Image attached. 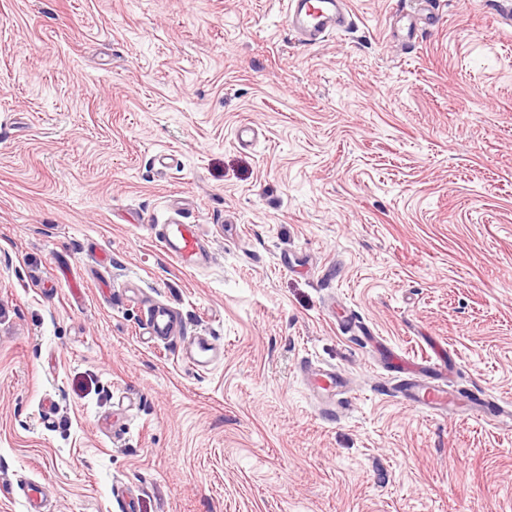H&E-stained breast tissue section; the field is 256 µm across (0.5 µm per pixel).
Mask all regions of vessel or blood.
<instances>
[{
  "label": "vessel or blood",
  "instance_id": "obj_1",
  "mask_svg": "<svg viewBox=\"0 0 512 512\" xmlns=\"http://www.w3.org/2000/svg\"><path fill=\"white\" fill-rule=\"evenodd\" d=\"M285 22L291 34L304 45L323 40L326 34L349 28L353 22L349 0H286ZM166 251L183 266L206 264L207 254L201 246L196 225L167 224L162 229ZM148 328L157 339L173 336L175 324L170 310L152 312ZM220 353L213 337L190 336L185 340L181 358L199 368L210 366ZM395 374L393 383L380 384L378 395L395 398L407 408L429 416L467 415L512 426V408L500 404L481 391L461 395L448 386V358L440 353L422 356L409 362L390 356ZM310 385L320 414L332 417L348 404L352 389L343 374L333 367L309 368Z\"/></svg>",
  "mask_w": 512,
  "mask_h": 512
}]
</instances>
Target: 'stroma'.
<instances>
[{"instance_id":"obj_1","label":"stroma","mask_w":512,"mask_h":512,"mask_svg":"<svg viewBox=\"0 0 512 512\" xmlns=\"http://www.w3.org/2000/svg\"><path fill=\"white\" fill-rule=\"evenodd\" d=\"M434 2L406 49L402 0L313 46L283 0H0V512H512V429L376 396L338 327L512 402V29ZM307 358L354 383L336 420ZM161 237L166 251L184 267L193 268L213 261V257L207 260L196 224H165ZM148 328L150 334L157 339H165L173 336L175 324L170 310L158 308L149 318ZM213 336H189L184 341L181 359L199 368H207L221 357Z\"/></svg>"}]
</instances>
